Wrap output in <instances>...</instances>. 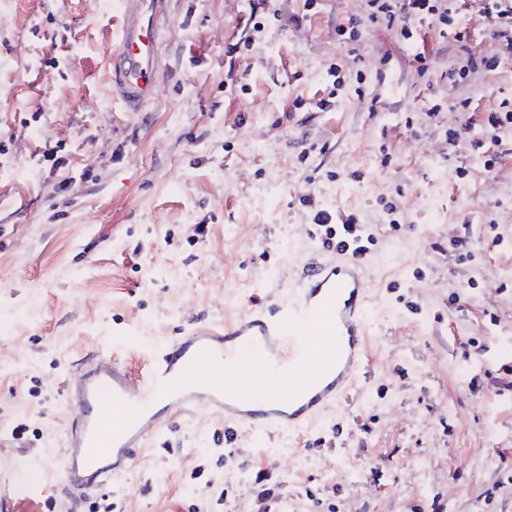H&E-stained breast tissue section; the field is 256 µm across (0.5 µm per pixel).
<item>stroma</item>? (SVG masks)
Returning a JSON list of instances; mask_svg holds the SVG:
<instances>
[{
    "instance_id": "1",
    "label": "stroma",
    "mask_w": 512,
    "mask_h": 512,
    "mask_svg": "<svg viewBox=\"0 0 512 512\" xmlns=\"http://www.w3.org/2000/svg\"><path fill=\"white\" fill-rule=\"evenodd\" d=\"M479 8L457 2L463 43L419 24L422 67L366 0H172L155 99L130 112L108 71L116 0H0L7 512L65 506L81 358L112 354L137 375L191 329L286 295L324 250L321 210L375 238L366 379L313 432L254 441L207 412L173 415L92 503L512 512V127L495 170L475 146L485 112L512 102V56ZM471 55L494 64L449 86ZM465 235L474 257L459 263Z\"/></svg>"
}]
</instances>
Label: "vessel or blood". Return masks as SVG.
Instances as JSON below:
<instances>
[{
	"mask_svg": "<svg viewBox=\"0 0 512 512\" xmlns=\"http://www.w3.org/2000/svg\"><path fill=\"white\" fill-rule=\"evenodd\" d=\"M170 4L120 0L112 91L128 111L154 97ZM366 265L347 251L314 260L287 298L250 304L223 333L189 332L137 379L114 356L85 357L66 388L80 410L66 429L59 472L72 505L125 474L147 439L167 429L171 409H207L253 435L320 428L366 365Z\"/></svg>",
	"mask_w": 512,
	"mask_h": 512,
	"instance_id": "1",
	"label": "vessel or blood"
}]
</instances>
